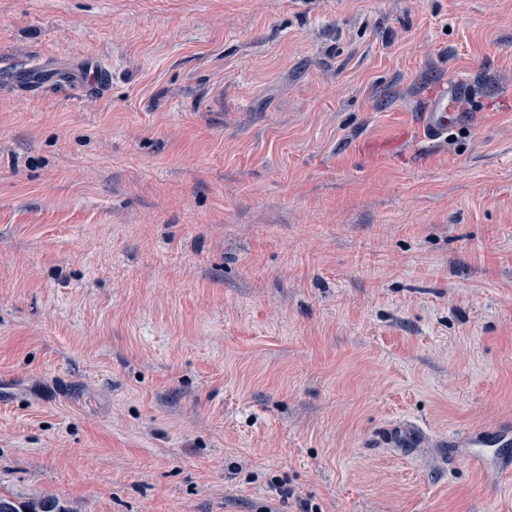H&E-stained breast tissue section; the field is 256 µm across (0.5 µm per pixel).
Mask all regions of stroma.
<instances>
[{
	"mask_svg": "<svg viewBox=\"0 0 512 512\" xmlns=\"http://www.w3.org/2000/svg\"><path fill=\"white\" fill-rule=\"evenodd\" d=\"M507 424L512 0H0V496L512 512ZM473 88L465 80L457 79L448 85L447 93L427 99L422 112V132L428 138L448 132V125L465 117L460 103L472 97ZM451 441L462 443L461 448H503L512 443V430L510 428H495L488 431L480 432L469 437H462L458 434L449 438Z\"/></svg>",
	"mask_w": 512,
	"mask_h": 512,
	"instance_id": "stroma-1",
	"label": "stroma"
}]
</instances>
